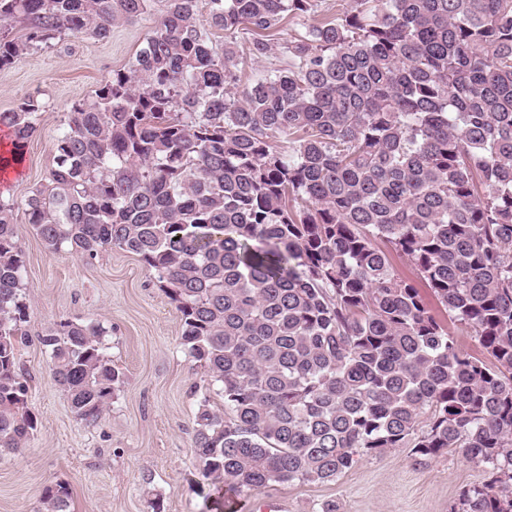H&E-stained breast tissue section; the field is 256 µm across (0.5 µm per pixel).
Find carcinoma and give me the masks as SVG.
Masks as SVG:
<instances>
[{"label":"carcinoma","instance_id":"cac0c4a2","mask_svg":"<svg viewBox=\"0 0 512 512\" xmlns=\"http://www.w3.org/2000/svg\"><path fill=\"white\" fill-rule=\"evenodd\" d=\"M153 2L0 0V21L26 30H0V69L66 33L106 39ZM314 7L166 0L130 66L67 112L28 223L52 255L116 248L154 271L207 377L193 448L215 489L197 487L206 512L273 483L334 482L393 448L483 467L450 512H512V0H350L287 44L288 67L241 83L233 35ZM272 49L256 37L248 55ZM44 109L29 96L0 112L1 164L22 161ZM16 237L0 197V452L13 453L37 427ZM105 334L63 320L38 335L85 421L124 384ZM69 496L46 487L43 512H69Z\"/></svg>","mask_w":512,"mask_h":512}]
</instances>
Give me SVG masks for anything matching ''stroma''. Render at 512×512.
Masks as SVG:
<instances>
[{
  "label": "stroma",
  "mask_w": 512,
  "mask_h": 512,
  "mask_svg": "<svg viewBox=\"0 0 512 512\" xmlns=\"http://www.w3.org/2000/svg\"><path fill=\"white\" fill-rule=\"evenodd\" d=\"M165 6L156 0L152 14L114 27L106 40L62 35L0 71V112L27 96L46 106L21 165L0 180V195L15 203L27 328L35 336L61 320L101 323L106 353L126 375L109 408L89 423L72 412L42 346L33 340L22 347L38 423L22 454L0 453V512H40L44 488L58 483L71 493L70 512H203L194 490L203 476L192 451L199 402L193 386L203 371L180 344L174 306L138 257L119 249L92 260L67 250L48 254L25 215L30 191L48 179L68 110L131 64ZM335 16L336 0H317L314 14L284 19L270 33L272 53L245 60L243 79L285 68V44ZM482 479L481 467L461 453L417 465L409 449L394 448L363 457L335 482L277 484L242 500L244 512H254L259 497L286 502L288 512H317L327 500L341 512H448L458 488Z\"/></svg>",
  "instance_id": "obj_1"
}]
</instances>
